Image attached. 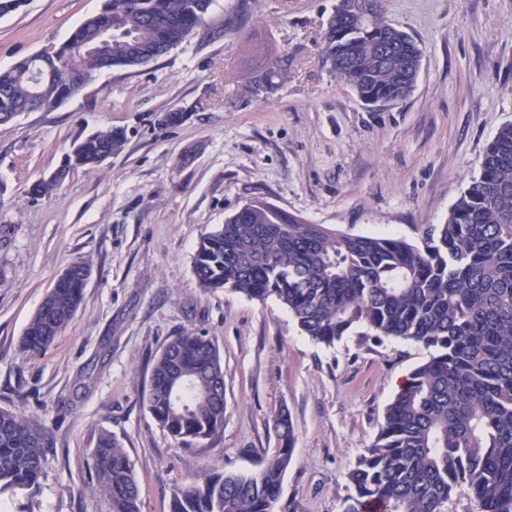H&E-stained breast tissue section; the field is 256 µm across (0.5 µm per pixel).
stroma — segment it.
Wrapping results in <instances>:
<instances>
[{"instance_id":"obj_1","label":"stroma","mask_w":512,"mask_h":512,"mask_svg":"<svg viewBox=\"0 0 512 512\" xmlns=\"http://www.w3.org/2000/svg\"><path fill=\"white\" fill-rule=\"evenodd\" d=\"M104 3L23 0L0 17V69L61 45ZM335 4L215 0L211 27L167 55L98 72L60 106L0 125V406L55 443L39 487L0 496V512H102L88 470L104 431L134 466L142 512H168L172 489L203 468L255 471L283 408L296 443L275 512H345L349 470L429 350L363 328L314 343L275 298L201 288L196 247L251 201L333 232L420 243L512 123V0H384L386 20L423 51L411 96L385 106L363 104L322 64ZM238 26L288 63L267 99L246 89L263 60ZM169 112L182 121L161 125ZM103 127L125 131L121 154L31 194ZM77 256L92 275L75 320L44 353H23L29 319ZM191 329L220 349L224 430L184 448L143 399L153 356Z\"/></svg>"}]
</instances>
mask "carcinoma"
<instances>
[{
  "mask_svg": "<svg viewBox=\"0 0 512 512\" xmlns=\"http://www.w3.org/2000/svg\"><path fill=\"white\" fill-rule=\"evenodd\" d=\"M214 0H106L111 20L110 66L147 65L208 25ZM103 31L82 23L73 40L93 42ZM419 45L387 23L381 0L366 13L331 16L324 63L368 105L396 104L415 88ZM40 55L0 71V116L34 101L52 109L65 101L64 78L35 82ZM87 78L102 69L81 56ZM288 75L284 60L266 57L254 96L275 91ZM119 128L74 142L70 168L93 171L104 150L124 151ZM200 286L229 288L252 299L276 298L300 331L332 346L358 328L410 340L432 350L388 405L368 452L349 471L346 512H446L460 489L473 512H512V124L486 146L481 171L451 207L430 224L422 244L401 238L333 233L278 208L246 204L201 237L193 263ZM84 283L62 273L30 318L21 340L27 354L44 352L75 319ZM222 364L202 330L171 337L153 359L144 400L155 421L183 447L224 430V389L210 394V374ZM180 378L194 389L182 404L166 396ZM278 446L250 474L206 470L173 489L169 512H274L293 457L290 417L274 419ZM54 440L38 421L0 407V494L30 490L44 474ZM106 512H141L134 466L120 441L102 432L89 470Z\"/></svg>",
  "mask_w": 512,
  "mask_h": 512,
  "instance_id": "1",
  "label": "carcinoma"
}]
</instances>
